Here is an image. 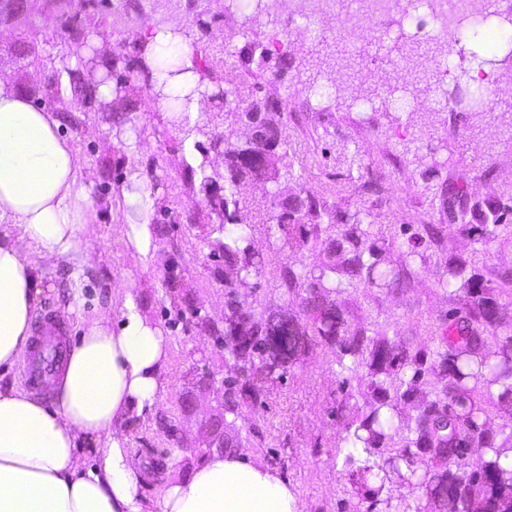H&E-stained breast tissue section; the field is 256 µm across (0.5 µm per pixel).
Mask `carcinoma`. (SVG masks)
<instances>
[{"label": "carcinoma", "mask_w": 512, "mask_h": 512, "mask_svg": "<svg viewBox=\"0 0 512 512\" xmlns=\"http://www.w3.org/2000/svg\"><path fill=\"white\" fill-rule=\"evenodd\" d=\"M498 16L500 13L497 11L487 14L474 11L470 17L464 18L458 40H463L466 31L475 25L489 30L494 26L492 18ZM68 76L71 96H81L86 104H91L93 97L89 84L79 70H69ZM469 96L471 111L483 114L490 108L488 87L479 84L469 91ZM217 99L221 100L222 108L236 112L239 119L251 126L254 135L251 148L261 149L269 144L280 148L288 145L286 129L267 118L268 112L281 109L282 103L256 100L245 105L232 78L227 79L221 97L200 93V102L204 104ZM223 144L224 196L209 206L211 212L221 217L222 224L218 225V236H213L211 231L206 233V244L210 249L209 255L219 258L236 272L237 283L229 284L232 291L226 301L224 349L230 359L252 367L248 374V388L253 401L258 402L265 395L261 381L268 378L269 373L261 366L260 358L269 348L282 368L310 336L336 345L346 355L356 357L367 351L373 368L366 387L376 395L378 404L365 416L341 406V411L355 423L352 434L345 438V466L351 495L372 507L378 504L387 506L389 500L381 493L386 484L398 479L402 483L424 486L437 503L439 512H507L512 507L508 502V490H512V467L500 462L503 448L486 427L490 406L482 401V396L492 395V387L496 386L499 388L496 404L512 405V336L495 334L487 345L478 332L466 331L448 340L451 352L437 350L429 362L423 354L410 355L407 347L399 342L370 339L365 330L352 328L343 312L327 299L328 288L332 287L330 275H347L352 280L378 282L390 288L399 286L402 280L400 273L381 267L385 247L362 227L357 212L340 217V239L333 242L319 275L296 271L286 265L279 269L281 287L306 293V322L294 324L273 315L266 319L255 317L247 305V298L237 289L248 285L252 277L259 275L267 261L251 247L255 217L249 215L242 203L239 188L259 178L279 183L281 156L275 154L268 168L263 170L240 158L247 152L244 144L228 141ZM285 193L288 200L303 198L302 211L296 214L285 210L272 214L266 223L273 224L278 240L288 247L295 243L294 228L307 226V234L310 235L318 233L323 220L334 223L335 215L319 198L301 196L302 188L299 186L287 187ZM507 214H512V193L507 195L506 201H498L489 212L480 216L479 236H495ZM470 264V260L462 257L448 259V263L438 270L437 283L441 288H451L470 298L476 310L475 316L495 327L499 316L489 301V287L465 275ZM168 288L177 294L192 315L200 317L182 280H168ZM438 369L448 373L444 395L451 400L455 410L448 430L432 431L427 411L423 410L414 428L409 430L413 448L403 449L398 456L386 455L392 432L396 430L395 406L389 399L388 386L399 382L401 396L409 398L418 391L424 375ZM239 393L240 390L231 382L224 386L225 412L237 413ZM474 443L485 448V452L472 465L466 462V458L468 448ZM443 458L458 468L465 467L464 475L453 473L446 466L418 472V464L422 460ZM372 482L376 486H370Z\"/></svg>", "instance_id": "carcinoma-1"}]
</instances>
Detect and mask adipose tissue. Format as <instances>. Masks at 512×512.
<instances>
[{
    "instance_id": "1",
    "label": "adipose tissue",
    "mask_w": 512,
    "mask_h": 512,
    "mask_svg": "<svg viewBox=\"0 0 512 512\" xmlns=\"http://www.w3.org/2000/svg\"><path fill=\"white\" fill-rule=\"evenodd\" d=\"M190 41L175 23L137 31L140 64L164 85L160 106L199 82ZM83 168L56 112L0 77V512H298L287 478L233 450L169 476L158 499L143 495L125 424L153 412L165 388L167 348L134 296L117 313L98 310L85 320L51 380L50 399L10 379L30 349L42 264L80 267L92 251ZM123 195L134 208L129 240L147 251L146 185L131 175ZM85 443L94 445L93 459L81 455Z\"/></svg>"
}]
</instances>
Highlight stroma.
<instances>
[{"label": "stroma", "mask_w": 512, "mask_h": 512, "mask_svg": "<svg viewBox=\"0 0 512 512\" xmlns=\"http://www.w3.org/2000/svg\"><path fill=\"white\" fill-rule=\"evenodd\" d=\"M175 21L194 30L191 49L202 57L222 51V62L202 69L203 84L224 87L228 72L239 79L243 100L275 98L285 101L274 122L289 136L281 170L311 194L346 213L361 212L374 236L385 238L387 265H399L415 251L401 288L370 287L359 281L343 284L329 300L352 326L366 328L369 337H385L408 344L412 350H435L449 328L474 324L468 298L451 296L439 288L436 271L448 258L473 257L469 273L493 283L491 301L512 325V233L503 231L479 239L457 215L473 216L487 209L503 190L512 187V105L491 101L492 113L467 114L458 101L455 78H448L439 111L408 112L382 91L383 79L413 82L415 74L405 60L416 50L426 68L436 65L429 43L399 36L400 14L380 17L381 43L348 50L358 73L356 84L374 102L362 111L353 105L349 90L324 102L310 95L308 63L335 50V22L317 19L324 38L316 44L289 33L282 48L289 67L282 74L245 66L240 53L252 42H268L272 29L246 21L225 0H28L25 13L0 26V75L13 78L40 103L53 87L55 67H72L95 60L90 81L114 82L115 73L135 66L138 50L135 29ZM210 26L209 36L197 31ZM35 43L54 68L36 69L21 55L24 44ZM120 55L116 69H101L98 60ZM137 112H120L118 103L105 110L77 108L61 115V132L80 154L91 176L95 217L85 235L93 245L81 278L84 294L99 298L103 307L119 310L126 294H133L143 313L159 326L167 341L168 360L163 373L165 390L153 415L132 420L126 430L128 446L146 469L144 492L157 498L167 469L186 471L202 456L201 423L217 411L212 395L197 399V410L182 412L187 377L196 362L210 371L231 376L223 348L214 346L194 318L177 307L166 282L179 268L194 304L203 306L214 321L225 310L223 261L212 258L201 227L218 225L217 215L199 203L198 184L189 169L206 163L223 170V155L209 144L223 137L243 141L247 127L230 112H191L173 122L169 113L140 93ZM365 153L364 167L349 166L355 148ZM139 172L149 191L153 237L148 252L127 240L130 210L122 190L132 172ZM437 238H429L426 227ZM339 226L323 225L319 237L305 238L291 249L281 248L267 225L254 227L252 245L272 256L274 266L252 278L247 300L256 317L276 314L305 322L303 292L281 288L278 268L318 270L339 236ZM44 290L35 315L53 311L63 326L65 340L79 335L90 308L67 312L66 292L72 279L68 268L44 266ZM368 363L351 372L340 366L336 348L311 340L290 360L281 378L268 383L258 405H242L224 416V439L239 451L275 468L298 492L300 512H353L339 444L349 431V420L337 412L341 402L366 414L376 403L365 383Z\"/></svg>", "instance_id": "obj_1"}]
</instances>
